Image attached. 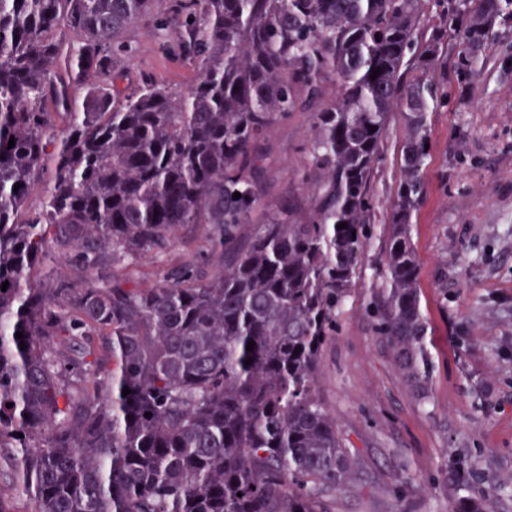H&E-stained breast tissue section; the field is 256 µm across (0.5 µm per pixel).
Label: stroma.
<instances>
[{
  "mask_svg": "<svg viewBox=\"0 0 512 512\" xmlns=\"http://www.w3.org/2000/svg\"><path fill=\"white\" fill-rule=\"evenodd\" d=\"M128 38L126 85L149 75L181 92L192 82L193 68L160 49L173 32L142 24ZM453 90L466 101L430 115L427 193L413 224L434 365L429 398L414 396L377 330V268L388 247L404 134L395 113L372 183L367 260L318 375L320 398L358 463L330 512H450L464 480L512 486V28H498L479 75ZM312 122L297 112L270 128L272 174L261 209L308 194L298 172ZM202 234V225L188 224L166 254L143 253L137 269L145 286L181 265L183 241Z\"/></svg>",
  "mask_w": 512,
  "mask_h": 512,
  "instance_id": "35a3bbf8",
  "label": "stroma"
}]
</instances>
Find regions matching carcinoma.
<instances>
[{
  "mask_svg": "<svg viewBox=\"0 0 512 512\" xmlns=\"http://www.w3.org/2000/svg\"><path fill=\"white\" fill-rule=\"evenodd\" d=\"M436 2L426 31L423 0H0V463L30 512H329L357 467L317 372L364 261L396 110L378 330L427 398L412 226L428 116L449 103L435 75L446 35L463 44L465 84L512 24V0ZM147 20L176 26L161 49L193 66L187 91L152 78L118 89L127 33ZM89 70L104 82L78 103L70 77ZM304 111L310 195L262 212L268 130ZM183 224L208 225L203 252L221 268L192 258L139 287V256L166 253ZM51 255L76 277L30 281ZM500 494L469 487L453 512H494Z\"/></svg>",
  "mask_w": 512,
  "mask_h": 512,
  "instance_id": "obj_1",
  "label": "carcinoma"
}]
</instances>
